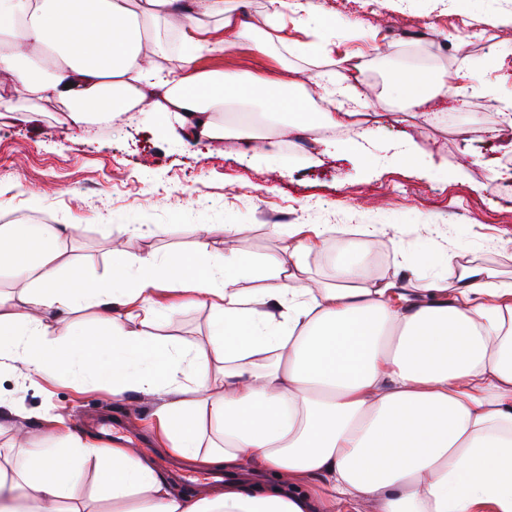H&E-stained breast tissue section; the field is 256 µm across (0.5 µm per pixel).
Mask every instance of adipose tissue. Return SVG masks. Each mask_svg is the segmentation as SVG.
<instances>
[{"instance_id": "ef3b65f1", "label": "adipose tissue", "mask_w": 512, "mask_h": 512, "mask_svg": "<svg viewBox=\"0 0 512 512\" xmlns=\"http://www.w3.org/2000/svg\"><path fill=\"white\" fill-rule=\"evenodd\" d=\"M212 17L267 53L224 0H202L196 15L182 0H0V86L68 103L73 126L146 108L210 140L228 133L212 114L229 96L264 99L302 133L353 116L360 93L345 73L326 91L336 110L309 113L279 82L199 70L203 53L224 49L204 24ZM153 22L180 31L182 76L143 66L168 54ZM395 82L409 110L448 92L441 72L404 70ZM65 241L54 224H0V265L19 279L23 307L0 311V360L26 378L62 367L113 396L151 398L172 454L227 479L175 495L133 449L100 447L54 418L56 447L16 439L22 468H0V512H63L91 457L109 460L100 480L115 512H512V283L496 271L455 252L402 251L400 272L439 269L409 283L345 249L319 286L302 273L325 231L292 224L283 254L246 260L203 238L188 254L133 255L135 274L100 288L79 264L63 268ZM254 277L264 287L245 294L240 279ZM171 285L218 311L207 346L148 333ZM83 306L106 327L76 342L58 325ZM193 413L219 445L202 447Z\"/></svg>"}]
</instances>
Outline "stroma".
<instances>
[{"instance_id":"1","label":"stroma","mask_w":512,"mask_h":512,"mask_svg":"<svg viewBox=\"0 0 512 512\" xmlns=\"http://www.w3.org/2000/svg\"><path fill=\"white\" fill-rule=\"evenodd\" d=\"M322 15L308 22L287 20L272 31L269 0H224L226 8L248 17L259 33L271 34L268 54L243 43L203 56V70L231 69L249 78L299 82L301 108L330 109L324 89L310 74H338L352 56L359 66L357 87L366 112L382 125L377 155L390 140L410 137L434 171L421 176L387 162L371 167L357 152L326 154L315 140L305 162L293 151V136L274 124L279 146L272 160L252 159L249 144L236 137L219 142L172 137V123L149 115L113 119L101 125L66 123L59 104L47 103L36 121L0 119V215L16 211L43 214L52 224L78 223L65 242L63 262L80 261L96 282L110 281L124 260L112 242L131 229L128 253L153 251L159 257L191 251L200 236L213 250H236L261 259L282 252L286 236L273 225L374 224L385 227L368 255L379 275H392L394 254L465 247V260L501 271L512 281V143L498 138L512 99V27L498 25L512 15V0H412L399 9L395 0H319ZM358 21L356 33L345 22ZM311 43L319 61L292 50ZM402 69L445 71L453 81L447 97L429 102L432 121L401 110L391 92ZM472 80H464V73ZM492 86L493 94L473 92ZM240 225L225 240L222 228ZM210 233H202V226ZM216 314L183 305L178 313L159 312L151 333L182 348L205 342ZM0 401L15 407L8 432L0 434V462L9 459L17 434L31 447L51 444L44 428L52 416L80 425L89 435L91 419L110 415L117 439L127 440L156 470L168 474L171 455L149 431L147 398L131 392L112 399L106 391L75 383L65 369L27 380L0 367ZM74 498L86 512H112V499L100 487L95 462L83 466Z\"/></svg>"}]
</instances>
